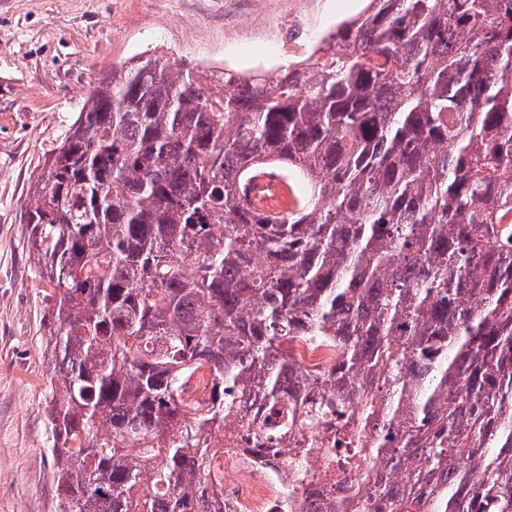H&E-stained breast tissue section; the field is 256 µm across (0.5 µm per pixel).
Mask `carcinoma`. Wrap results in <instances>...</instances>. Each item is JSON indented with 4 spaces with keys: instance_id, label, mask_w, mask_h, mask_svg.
I'll return each instance as SVG.
<instances>
[{
    "instance_id": "cac0c4a2",
    "label": "carcinoma",
    "mask_w": 512,
    "mask_h": 512,
    "mask_svg": "<svg viewBox=\"0 0 512 512\" xmlns=\"http://www.w3.org/2000/svg\"><path fill=\"white\" fill-rule=\"evenodd\" d=\"M266 169L292 213L243 206ZM31 193L60 512H219L224 422L285 455L361 391L324 512H512V0H369L274 80L142 58Z\"/></svg>"
}]
</instances>
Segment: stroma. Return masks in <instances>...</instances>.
Returning <instances> with one entry per match:
<instances>
[{
  "instance_id": "stroma-1",
  "label": "stroma",
  "mask_w": 512,
  "mask_h": 512,
  "mask_svg": "<svg viewBox=\"0 0 512 512\" xmlns=\"http://www.w3.org/2000/svg\"><path fill=\"white\" fill-rule=\"evenodd\" d=\"M367 0H0V512H59L48 427L52 303L26 248L31 181L93 86L156 52L204 78L273 79ZM276 35L286 53L268 52Z\"/></svg>"
}]
</instances>
